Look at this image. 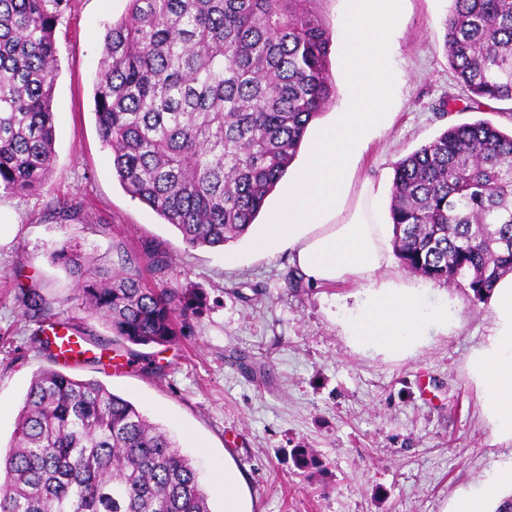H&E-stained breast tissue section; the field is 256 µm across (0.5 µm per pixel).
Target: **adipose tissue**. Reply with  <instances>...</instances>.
Instances as JSON below:
<instances>
[{
  "label": "adipose tissue",
  "instance_id": "adipose-tissue-1",
  "mask_svg": "<svg viewBox=\"0 0 512 512\" xmlns=\"http://www.w3.org/2000/svg\"><path fill=\"white\" fill-rule=\"evenodd\" d=\"M341 33L348 62L347 100L310 140L304 162L268 224L252 242L256 252L288 251L303 278L316 286L350 280L363 294L342 326L359 351L406 355L430 331H447V304L428 305L420 288L382 279L389 265V227L371 180L356 181L357 159L387 119L386 60L397 29L387 0H345ZM493 327L472 359L483 412L494 435L512 440V274L490 299ZM512 495V462L490 474L481 489L457 497L450 512H496Z\"/></svg>",
  "mask_w": 512,
  "mask_h": 512
}]
</instances>
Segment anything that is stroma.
<instances>
[{
    "label": "stroma",
    "instance_id": "1",
    "mask_svg": "<svg viewBox=\"0 0 512 512\" xmlns=\"http://www.w3.org/2000/svg\"><path fill=\"white\" fill-rule=\"evenodd\" d=\"M452 0H401L391 73L392 118L375 134L358 173L381 187L389 208L393 165L448 126L488 119L512 128V115L439 103L460 88L443 47ZM126 0H74L55 29L59 74L53 107L55 162L48 185L0 194V448L8 449L35 373L50 365L30 342L37 324L20 302L38 289L80 319L88 334L112 341L103 321L79 309L75 281L48 255L62 242L112 265V243L161 245L171 257L150 285L199 292L203 305L175 345L148 360L113 357L66 367L96 379L166 427L198 468L212 512H224V471L243 475L246 512H448L460 494L512 460V440L495 438L472 353L493 327L490 303L470 288L438 284L392 261L385 276L422 287L428 304L451 302L447 333H431L405 357L356 351L340 321L355 305L357 282L290 288L286 252L257 256L248 237L222 248H186L177 230L119 185L98 137L92 86L105 29ZM334 36L330 68L336 101L346 81L339 34L342 0H324ZM77 207L74 216L62 204ZM311 449L324 469L298 471L294 449Z\"/></svg>",
    "mask_w": 512,
    "mask_h": 512
}]
</instances>
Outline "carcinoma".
I'll use <instances>...</instances> for the list:
<instances>
[{
  "label": "carcinoma",
  "mask_w": 512,
  "mask_h": 512,
  "mask_svg": "<svg viewBox=\"0 0 512 512\" xmlns=\"http://www.w3.org/2000/svg\"><path fill=\"white\" fill-rule=\"evenodd\" d=\"M323 0H127L106 30L95 123L134 199L188 248L245 234L284 179L309 124L336 98ZM443 42L466 109L512 103V0H452ZM70 0H0V191L44 189L55 158V29ZM392 242L401 265L478 301L512 274V132L486 119L448 127L393 166ZM112 270L65 242L50 254L84 309L132 357L177 342L201 299L154 288L162 250L113 247ZM31 340L53 368L26 392L0 455V512H212L197 469L160 424L67 365L51 336L97 339L31 288Z\"/></svg>",
  "instance_id": "cac0c4a2"
}]
</instances>
